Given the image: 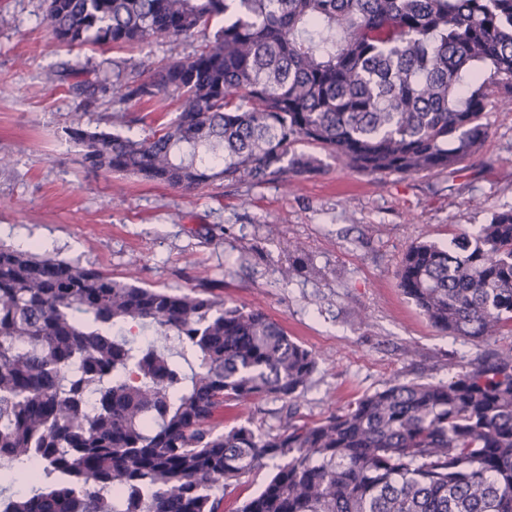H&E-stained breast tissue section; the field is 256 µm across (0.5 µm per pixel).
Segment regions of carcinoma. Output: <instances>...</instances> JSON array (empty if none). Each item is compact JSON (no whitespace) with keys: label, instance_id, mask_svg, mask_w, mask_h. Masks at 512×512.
Segmentation results:
<instances>
[{"label":"carcinoma","instance_id":"cac0c4a2","mask_svg":"<svg viewBox=\"0 0 512 512\" xmlns=\"http://www.w3.org/2000/svg\"><path fill=\"white\" fill-rule=\"evenodd\" d=\"M58 43L132 46L223 19L160 70L71 85L86 103L172 91L148 136L68 130L88 170L192 191L317 173L308 144L368 175L458 171L512 104V0H45ZM404 294L479 342L512 325V208L448 246L412 245ZM154 328L142 344L134 326ZM191 351L181 364L169 345ZM316 355L258 310L147 288L0 245V512H512V358L398 382L325 418L294 402ZM288 403L275 433L218 431L229 401ZM40 453L47 464L29 473ZM268 469L243 477L240 482L224 490V508L221 512H235L247 498L254 495L266 479Z\"/></svg>","mask_w":512,"mask_h":512}]
</instances>
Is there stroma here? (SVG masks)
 Instances as JSON below:
<instances>
[{
	"label": "stroma",
	"mask_w": 512,
	"mask_h": 512,
	"mask_svg": "<svg viewBox=\"0 0 512 512\" xmlns=\"http://www.w3.org/2000/svg\"><path fill=\"white\" fill-rule=\"evenodd\" d=\"M0 244H44L45 254L150 288L210 290L264 312L315 352L298 399L316 421L394 382H445L495 353L512 357V330L483 342L434 328L399 286L404 253L421 241L489 223L512 207V106L489 114L491 134L458 172L364 175L324 157L298 189L281 181L219 182L193 192L80 163L65 131L139 139L173 119L162 95L119 104L111 92L78 109L69 87L95 70L153 74L203 44L206 33L133 47L66 48L44 0H0ZM480 206H473V199ZM303 244V268H292ZM283 402H229L221 428L277 429Z\"/></svg>",
	"instance_id": "35a3bbf8"
}]
</instances>
